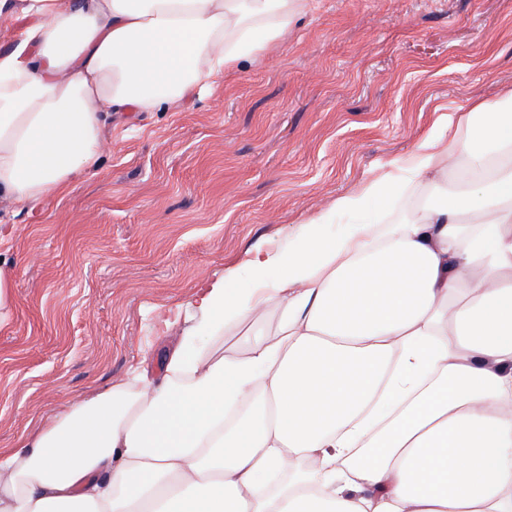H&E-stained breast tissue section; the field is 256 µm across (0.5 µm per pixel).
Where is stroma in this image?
I'll return each instance as SVG.
<instances>
[{
	"label": "stroma",
	"instance_id": "35a3bbf8",
	"mask_svg": "<svg viewBox=\"0 0 512 512\" xmlns=\"http://www.w3.org/2000/svg\"><path fill=\"white\" fill-rule=\"evenodd\" d=\"M512 84V0H310L287 34L151 112L106 118L94 175L0 198L15 305L0 448L134 368L161 378L202 276L241 264Z\"/></svg>",
	"mask_w": 512,
	"mask_h": 512
}]
</instances>
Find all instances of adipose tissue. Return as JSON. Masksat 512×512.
<instances>
[{"label":"adipose tissue","instance_id":"ef3b65f1","mask_svg":"<svg viewBox=\"0 0 512 512\" xmlns=\"http://www.w3.org/2000/svg\"><path fill=\"white\" fill-rule=\"evenodd\" d=\"M306 8L0 0L36 19L0 54V196L66 193L98 168L104 114L185 95ZM411 188L410 218L333 230ZM188 305L161 380L131 371L0 448V512H512V86ZM247 323L243 351L198 346Z\"/></svg>","mask_w":512,"mask_h":512}]
</instances>
